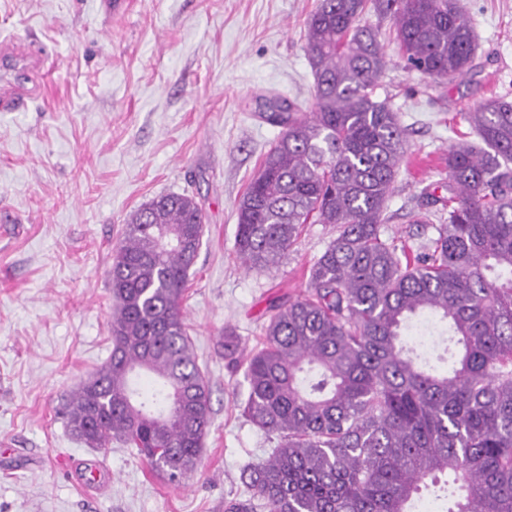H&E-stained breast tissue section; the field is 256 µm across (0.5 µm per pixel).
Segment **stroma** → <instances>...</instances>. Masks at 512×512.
Returning <instances> with one entry per match:
<instances>
[{"instance_id":"obj_1","label":"stroma","mask_w":512,"mask_h":512,"mask_svg":"<svg viewBox=\"0 0 512 512\" xmlns=\"http://www.w3.org/2000/svg\"><path fill=\"white\" fill-rule=\"evenodd\" d=\"M474 19L475 70L434 85L388 52L380 90L409 133L383 236L420 251L423 189L448 179L457 113L512 95V0H460ZM316 0H0V512H224L247 499L245 465L275 443L241 413L248 383L220 339L256 351L275 305L307 294L336 235L307 224L278 266L246 269L237 205L281 129L257 99L311 106L304 23ZM167 193L206 213L184 295L210 382L196 471L174 486L136 449L87 447L65 395L111 355L108 271L126 218Z\"/></svg>"}]
</instances>
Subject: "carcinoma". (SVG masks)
<instances>
[{
	"label": "carcinoma",
	"mask_w": 512,
	"mask_h": 512,
	"mask_svg": "<svg viewBox=\"0 0 512 512\" xmlns=\"http://www.w3.org/2000/svg\"><path fill=\"white\" fill-rule=\"evenodd\" d=\"M373 13L389 21L404 66L436 84L474 68V23L459 0H316L305 22L314 102L267 97L282 128L237 207L236 250L279 265L305 224L336 237L308 293L275 308L246 358L243 415L277 440L243 472L249 502L224 512H512V98L463 113L481 143L448 148V196L425 251L401 257L381 238L407 151ZM205 216L187 194L134 211L109 270L112 354L60 414L91 448L121 442L169 483L195 471L210 426V388L182 310ZM448 324L437 370L407 345L411 317Z\"/></svg>",
	"instance_id": "cac0c4a2"
}]
</instances>
